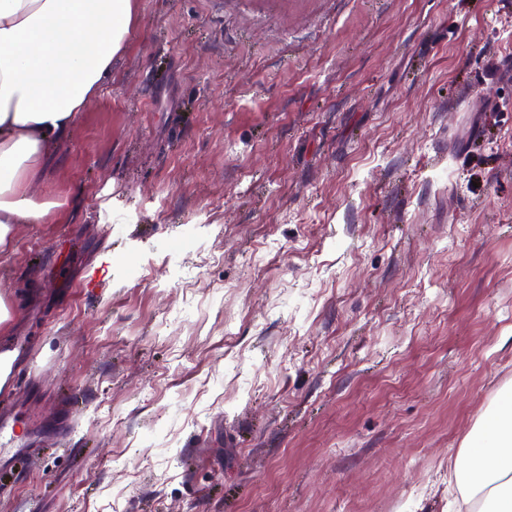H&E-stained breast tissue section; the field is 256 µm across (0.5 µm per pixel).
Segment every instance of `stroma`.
<instances>
[{"label":"stroma","mask_w":512,"mask_h":512,"mask_svg":"<svg viewBox=\"0 0 512 512\" xmlns=\"http://www.w3.org/2000/svg\"><path fill=\"white\" fill-rule=\"evenodd\" d=\"M0 245V512H457L512 383V0H138Z\"/></svg>","instance_id":"35a3bbf8"}]
</instances>
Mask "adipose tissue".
I'll return each instance as SVG.
<instances>
[{"label": "adipose tissue", "instance_id": "adipose-tissue-1", "mask_svg": "<svg viewBox=\"0 0 512 512\" xmlns=\"http://www.w3.org/2000/svg\"><path fill=\"white\" fill-rule=\"evenodd\" d=\"M137 0H0V244L60 207L32 189L128 49ZM454 474L483 512H512V388L464 438Z\"/></svg>", "mask_w": 512, "mask_h": 512}]
</instances>
